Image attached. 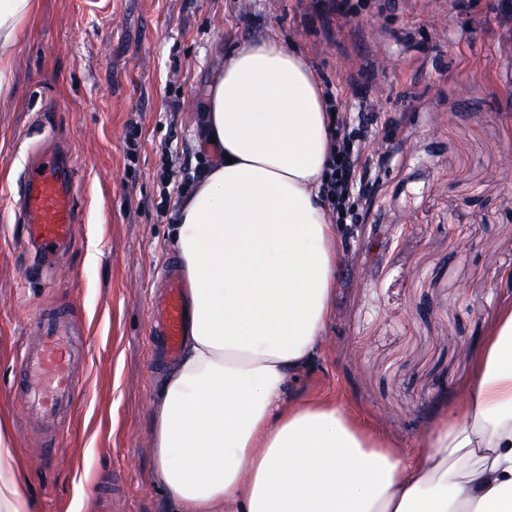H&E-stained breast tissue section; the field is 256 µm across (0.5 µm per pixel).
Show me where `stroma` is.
I'll return each mask as SVG.
<instances>
[{"mask_svg": "<svg viewBox=\"0 0 512 512\" xmlns=\"http://www.w3.org/2000/svg\"><path fill=\"white\" fill-rule=\"evenodd\" d=\"M341 1L36 0L0 98V416L38 512H166L149 431L170 365L151 360V307L177 259V204L211 158L193 114L237 42L293 44L370 168L340 214L336 315L296 394L336 399L412 452L473 381L512 301L498 278L512 269V12ZM39 150L66 154L74 188L75 235L47 261L19 214ZM50 310L70 315L79 354L77 403L51 423L12 398Z\"/></svg>", "mask_w": 512, "mask_h": 512, "instance_id": "35a3bbf8", "label": "stroma"}]
</instances>
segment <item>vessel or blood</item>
<instances>
[{
	"label": "vessel or blood",
	"mask_w": 512,
	"mask_h": 512,
	"mask_svg": "<svg viewBox=\"0 0 512 512\" xmlns=\"http://www.w3.org/2000/svg\"><path fill=\"white\" fill-rule=\"evenodd\" d=\"M26 190L21 199V218L26 234L43 256H51L74 234V198L65 175V165L56 154L42 152L30 163ZM164 277L167 292L153 317L166 359H176L185 328L184 285L176 265H168ZM72 328L69 320L56 316L41 321L38 348L20 356L30 379L23 388L24 401L43 418L55 419L75 399L72 360L69 353Z\"/></svg>",
	"instance_id": "obj_1"
}]
</instances>
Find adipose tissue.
<instances>
[{
  "instance_id": "1",
  "label": "adipose tissue",
  "mask_w": 512,
  "mask_h": 512,
  "mask_svg": "<svg viewBox=\"0 0 512 512\" xmlns=\"http://www.w3.org/2000/svg\"><path fill=\"white\" fill-rule=\"evenodd\" d=\"M34 14L35 0H0V96ZM195 125L213 160L171 240L188 333L151 425L168 512H512V303L415 457L335 400L289 398L336 312L333 119L312 68L269 35L227 53ZM0 512H37L1 418Z\"/></svg>"
}]
</instances>
